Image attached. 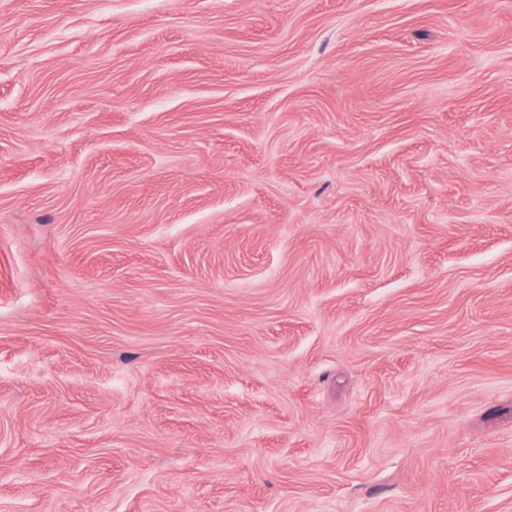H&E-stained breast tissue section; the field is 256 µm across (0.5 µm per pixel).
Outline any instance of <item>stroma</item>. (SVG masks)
Instances as JSON below:
<instances>
[{
	"instance_id": "1",
	"label": "stroma",
	"mask_w": 512,
	"mask_h": 512,
	"mask_svg": "<svg viewBox=\"0 0 512 512\" xmlns=\"http://www.w3.org/2000/svg\"><path fill=\"white\" fill-rule=\"evenodd\" d=\"M0 512H512V0H0Z\"/></svg>"
}]
</instances>
